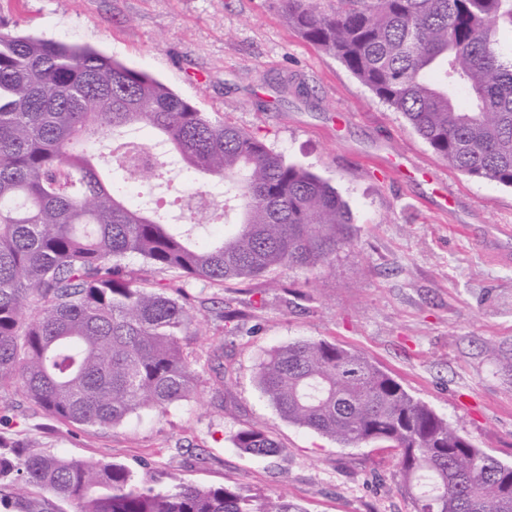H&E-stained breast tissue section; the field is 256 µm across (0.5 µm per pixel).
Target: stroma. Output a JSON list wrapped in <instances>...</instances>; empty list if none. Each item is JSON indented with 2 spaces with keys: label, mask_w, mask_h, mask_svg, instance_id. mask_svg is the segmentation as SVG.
<instances>
[{
  "label": "stroma",
  "mask_w": 512,
  "mask_h": 512,
  "mask_svg": "<svg viewBox=\"0 0 512 512\" xmlns=\"http://www.w3.org/2000/svg\"><path fill=\"white\" fill-rule=\"evenodd\" d=\"M17 33L92 46L158 78L209 115L261 131L284 159L347 203L352 241L326 265L184 288L200 322L185 348L199 382L190 402L116 428L50 417L20 394L0 399L8 448L158 469L191 481L281 494L306 512H413L393 454L343 448L283 420L254 382L260 356L297 339L358 349L471 443L512 462V256L487 249L512 227V188L453 169L332 55L288 27L280 0H0ZM447 194L448 209L436 210ZM246 312L245 322L225 311ZM223 349L229 373L210 359ZM260 423L276 455L235 448Z\"/></svg>",
  "instance_id": "obj_1"
}]
</instances>
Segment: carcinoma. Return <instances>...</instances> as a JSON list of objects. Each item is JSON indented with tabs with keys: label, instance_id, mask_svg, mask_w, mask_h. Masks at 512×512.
Instances as JSON below:
<instances>
[{
	"label": "carcinoma",
	"instance_id": "1",
	"mask_svg": "<svg viewBox=\"0 0 512 512\" xmlns=\"http://www.w3.org/2000/svg\"><path fill=\"white\" fill-rule=\"evenodd\" d=\"M288 26L336 57L463 174L512 187V57L498 50L512 0H282ZM131 126L156 131L186 173L222 185L239 219L193 240L209 205L183 204L175 231L132 208L125 184L163 176ZM347 204L328 182L275 153L263 135L216 119L148 73L87 45L0 25V393L53 418L117 427L189 401L197 372L183 341L198 320L179 283L273 279L327 263L351 243ZM137 257L151 276L135 274ZM256 385L282 419L343 447L386 444L414 512H512V464L475 447L363 353L302 339L266 353ZM233 445L271 456L262 426ZM17 512H47L45 488L77 512H306L282 495L163 484L114 463L23 451L0 458Z\"/></svg>",
	"mask_w": 512,
	"mask_h": 512
}]
</instances>
